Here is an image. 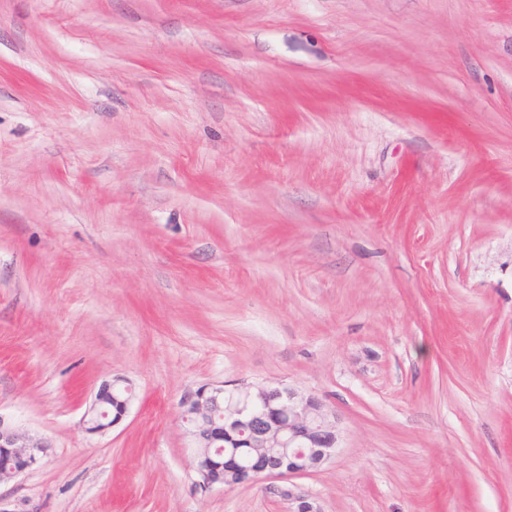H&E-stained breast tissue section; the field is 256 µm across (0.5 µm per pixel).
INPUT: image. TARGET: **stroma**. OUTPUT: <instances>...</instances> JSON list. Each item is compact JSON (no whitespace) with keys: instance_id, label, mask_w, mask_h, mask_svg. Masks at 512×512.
I'll return each instance as SVG.
<instances>
[{"instance_id":"1","label":"stroma","mask_w":512,"mask_h":512,"mask_svg":"<svg viewBox=\"0 0 512 512\" xmlns=\"http://www.w3.org/2000/svg\"><path fill=\"white\" fill-rule=\"evenodd\" d=\"M221 382L335 413L321 512H512V0H0V496L288 512L195 490ZM119 381L121 380H115L114 383H105L99 388L95 400L83 416L82 423L86 432L103 434L120 423L126 416L132 401V392L130 388H126V393L130 396L117 399L115 387ZM112 403H114V406H112ZM50 448L47 441L20 432L0 417V455L5 459L0 467V484L32 468Z\"/></svg>"}]
</instances>
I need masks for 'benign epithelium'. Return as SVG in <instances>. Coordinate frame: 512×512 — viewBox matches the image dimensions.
Wrapping results in <instances>:
<instances>
[{
    "label": "benign epithelium",
    "instance_id": "obj_1",
    "mask_svg": "<svg viewBox=\"0 0 512 512\" xmlns=\"http://www.w3.org/2000/svg\"><path fill=\"white\" fill-rule=\"evenodd\" d=\"M114 383L103 384L83 416L90 434H103L126 416L132 397L118 399ZM224 384L204 385L186 393L181 400L183 420L192 439L195 471L206 477L198 486L210 490L224 474L241 479L243 485H256L281 479L285 485L273 491L288 502V512H321L308 494L297 490L294 478L306 476L326 464L337 448L339 428L336 415L314 395L278 385L256 389L234 387L238 400L223 407ZM275 454L262 452L267 445ZM217 447L221 461L210 453ZM50 445L20 432L0 417V483L32 468Z\"/></svg>",
    "mask_w": 512,
    "mask_h": 512
}]
</instances>
